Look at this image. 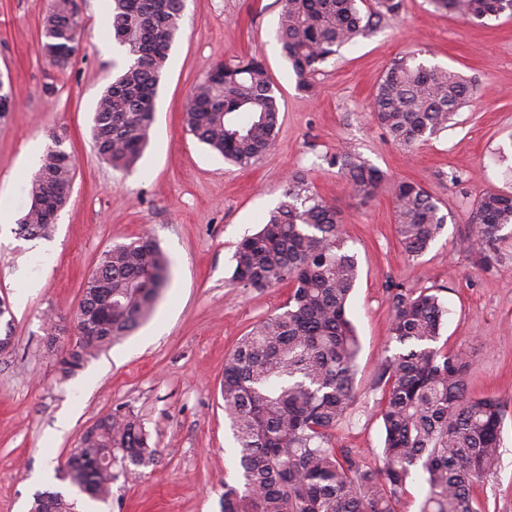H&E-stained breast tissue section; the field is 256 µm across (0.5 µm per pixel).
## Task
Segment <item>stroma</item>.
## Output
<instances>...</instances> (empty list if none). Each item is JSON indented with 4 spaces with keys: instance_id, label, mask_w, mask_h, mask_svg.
Masks as SVG:
<instances>
[{
    "instance_id": "1",
    "label": "stroma",
    "mask_w": 512,
    "mask_h": 512,
    "mask_svg": "<svg viewBox=\"0 0 512 512\" xmlns=\"http://www.w3.org/2000/svg\"><path fill=\"white\" fill-rule=\"evenodd\" d=\"M51 0H0V75L16 88V110L0 119V299L12 313L0 336V512H30L47 485L34 473L59 469L80 435L113 410L133 412L158 450L138 477L118 478L104 502L81 499V512H221L225 483L235 482V441L220 383L237 340L279 310L288 286H230L231 257L258 231L304 172L335 204L359 279L348 305L360 350L356 401L333 432L337 447L366 466L382 464L381 363L391 317L389 283L438 290L448 309L441 338L466 352L469 395L506 405L502 462L487 476L481 512H512V226L495 250L480 249L468 224L485 192H512V16L485 24L438 12L428 0H403L399 16L339 49L298 89L277 40L279 0H185L156 99L151 143L130 170L113 169L92 145L96 102L128 60L103 49L107 0H82L80 49L57 69L41 50V19ZM421 59L457 71L478 86L447 129L413 150L393 143L371 117V102L391 58ZM260 57L277 85L281 127L272 150L236 166L189 134V94L217 63ZM63 138L76 158L66 205L46 237L24 238L17 220L24 185L38 169L31 152ZM355 149L389 180L425 186L447 224L422 257L398 244L391 190L367 201L351 195L328 157ZM148 235L170 262L171 279L150 318L74 376L60 378L46 346L44 318L70 325L86 277L112 245ZM25 304H18L19 292Z\"/></svg>"
}]
</instances>
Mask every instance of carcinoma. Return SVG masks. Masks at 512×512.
I'll use <instances>...</instances> for the list:
<instances>
[{
	"label": "carcinoma",
	"instance_id": "carcinoma-1",
	"mask_svg": "<svg viewBox=\"0 0 512 512\" xmlns=\"http://www.w3.org/2000/svg\"><path fill=\"white\" fill-rule=\"evenodd\" d=\"M106 29L127 51L128 62L97 100L93 146L114 169L129 170L151 140L155 100L184 0H110ZM278 40L298 87L314 92V76L338 48L364 37L398 15L402 0H280ZM437 11L470 22L512 14V0H429ZM83 24L74 0H60L42 23V50L65 69ZM463 76L428 66L415 53L394 57L374 96L373 116L392 141L410 150L448 128L476 94ZM277 87L256 59L215 66L191 92L186 131L240 167L274 144L279 128ZM45 149L39 169L24 187L29 204L18 220L25 237L41 236L65 206L75 176L74 157L59 138ZM350 191L373 198L385 175L345 148L330 158ZM401 251L426 253L441 235L447 215L438 201L410 180L391 186ZM483 248L493 249L512 224V194L484 193L469 215ZM343 219L294 173L285 200L260 230L244 236L232 256L236 288L291 286L281 311L241 337L224 363L221 396L237 444L243 488L226 482L222 512H398L408 483L425 484L420 512H480L484 479L501 463V402L467 394L470 362L460 350L439 345L447 309L431 289H391L381 380L384 465L373 470L335 447L336 429L355 398L359 351L347 304L359 275L347 249ZM170 278V263L149 236L112 246L85 279L74 342L56 358L68 378L153 313ZM59 478L78 493L112 495V459L125 476L154 459L155 448L131 413L105 415L80 436ZM60 492L38 494L31 512H76Z\"/></svg>",
	"mask_w": 512,
	"mask_h": 512
}]
</instances>
